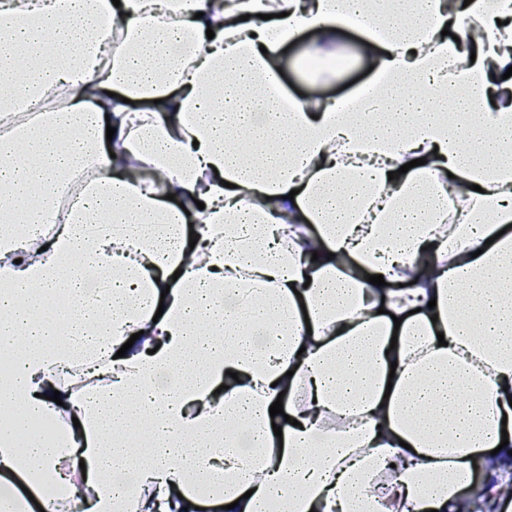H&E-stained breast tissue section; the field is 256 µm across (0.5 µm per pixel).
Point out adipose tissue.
Wrapping results in <instances>:
<instances>
[{"mask_svg": "<svg viewBox=\"0 0 512 512\" xmlns=\"http://www.w3.org/2000/svg\"><path fill=\"white\" fill-rule=\"evenodd\" d=\"M342 28L370 81L290 95L282 50L335 81ZM0 52V115L41 109L0 136V502L483 512L475 464L512 483V0H0Z\"/></svg>", "mask_w": 512, "mask_h": 512, "instance_id": "adipose-tissue-1", "label": "adipose tissue"}]
</instances>
